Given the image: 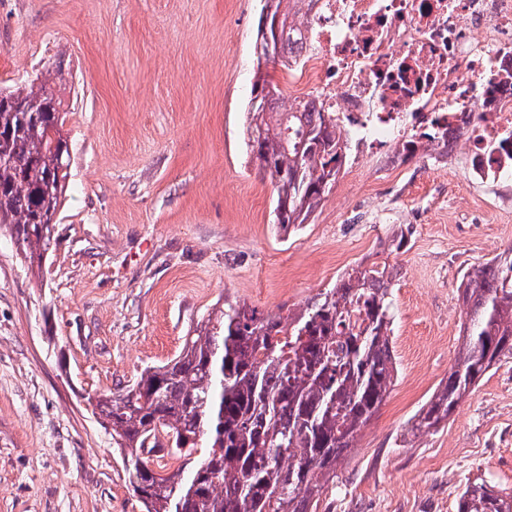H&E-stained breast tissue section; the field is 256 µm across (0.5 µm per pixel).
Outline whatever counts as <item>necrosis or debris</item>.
Here are the masks:
<instances>
[{
  "mask_svg": "<svg viewBox=\"0 0 512 512\" xmlns=\"http://www.w3.org/2000/svg\"><path fill=\"white\" fill-rule=\"evenodd\" d=\"M290 75L380 170L407 144L512 182V0H313Z\"/></svg>",
  "mask_w": 512,
  "mask_h": 512,
  "instance_id": "4bbe7bcc",
  "label": "necrosis or debris"
}]
</instances>
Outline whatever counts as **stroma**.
I'll use <instances>...</instances> for the list:
<instances>
[{
  "label": "stroma",
  "instance_id": "obj_1",
  "mask_svg": "<svg viewBox=\"0 0 512 512\" xmlns=\"http://www.w3.org/2000/svg\"><path fill=\"white\" fill-rule=\"evenodd\" d=\"M262 5L0 0V88L61 67L70 145L41 268L0 235V512H143L89 397L174 358L224 301L296 311L376 260L397 270L398 378L317 512H458L474 482L512 496V357L436 431L408 432L459 351L461 280L512 249V206L418 153L341 169L302 229L279 230L244 144Z\"/></svg>",
  "mask_w": 512,
  "mask_h": 512
}]
</instances>
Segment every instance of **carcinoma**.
I'll return each instance as SVG.
<instances>
[{
    "label": "carcinoma",
    "instance_id": "carcinoma-1",
    "mask_svg": "<svg viewBox=\"0 0 512 512\" xmlns=\"http://www.w3.org/2000/svg\"><path fill=\"white\" fill-rule=\"evenodd\" d=\"M264 6L288 23L279 48L286 69L309 2ZM255 87L267 100L251 99L247 153L257 144L271 160L275 223L294 232L335 182L343 144L313 101L282 106L278 85L262 75ZM65 90L56 66L0 91V233L31 265L42 264L55 243L67 189ZM395 278L385 261L360 263L285 315L227 303L197 321L175 358L95 399L145 512H316L397 376L390 342ZM459 291L462 345L448 378L412 417L415 437L447 422L482 377L512 357V250L468 274ZM160 438L180 461L170 473L152 468ZM458 512H512V497L473 483Z\"/></svg>",
    "mask_w": 512,
    "mask_h": 512
}]
</instances>
